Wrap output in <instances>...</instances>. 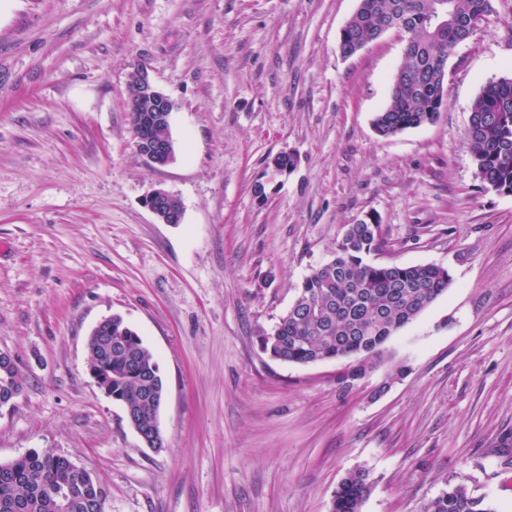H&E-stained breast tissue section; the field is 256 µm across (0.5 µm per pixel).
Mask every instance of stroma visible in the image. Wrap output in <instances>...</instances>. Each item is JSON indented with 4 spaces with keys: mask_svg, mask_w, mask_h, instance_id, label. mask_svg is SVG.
<instances>
[{
    "mask_svg": "<svg viewBox=\"0 0 512 512\" xmlns=\"http://www.w3.org/2000/svg\"><path fill=\"white\" fill-rule=\"evenodd\" d=\"M358 3L0 0V352L22 383L0 463L53 450L96 476L106 512H330L356 468L362 512H420L451 484L512 512V468L488 453L512 430V194L468 148L476 98L512 78V0L455 48L437 121L390 137L372 120L405 36L344 56ZM138 64L174 102L166 166L133 143ZM282 151L297 163L280 175ZM157 188L181 223L145 206ZM368 218L386 242L372 262L443 266L448 291L349 387L348 360H271L258 329ZM112 314L159 364L161 449L89 373Z\"/></svg>",
    "mask_w": 512,
    "mask_h": 512,
    "instance_id": "1",
    "label": "stroma"
}]
</instances>
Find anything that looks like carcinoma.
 I'll use <instances>...</instances> for the list:
<instances>
[{"label":"carcinoma","mask_w":512,"mask_h":512,"mask_svg":"<svg viewBox=\"0 0 512 512\" xmlns=\"http://www.w3.org/2000/svg\"><path fill=\"white\" fill-rule=\"evenodd\" d=\"M358 11L341 32L344 55L357 53L367 40H377L403 25L406 45L393 77L388 105L373 125L383 136L436 120L444 108L443 83L455 48L471 36L468 23L493 12V0H359ZM130 73L127 110L131 128L156 126L171 137L169 115L155 120L138 105V76ZM468 146L477 175L484 184L512 193V78L483 87L470 115ZM383 245L380 225L361 220L347 225L331 258L311 269L287 313L271 329L257 331L260 349L272 359L307 365L350 358L340 380L365 376L382 359L386 342L412 323L452 283L448 269L434 264H375L365 256ZM88 366L103 376L112 399L132 413L149 435L164 395L163 380L153 352L118 315L91 332ZM16 366L0 364V393L21 391ZM490 454L512 465V432L501 436ZM72 462L47 448L31 449L0 463V512H95L106 497L90 477L73 496ZM372 481L363 468L339 482L330 512H361ZM421 512H493L484 499L463 485L450 486L423 503Z\"/></svg>","instance_id":"1"}]
</instances>
